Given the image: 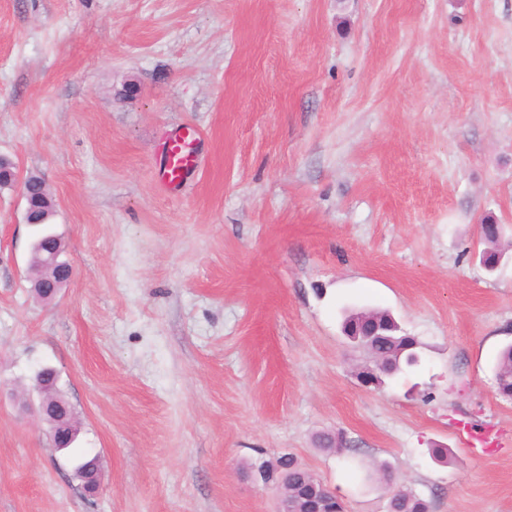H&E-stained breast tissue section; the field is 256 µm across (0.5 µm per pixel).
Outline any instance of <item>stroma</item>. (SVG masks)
Returning a JSON list of instances; mask_svg holds the SVG:
<instances>
[{"label":"stroma","instance_id":"35a3bbf8","mask_svg":"<svg viewBox=\"0 0 512 512\" xmlns=\"http://www.w3.org/2000/svg\"><path fill=\"white\" fill-rule=\"evenodd\" d=\"M0 156L45 181L74 268L35 297L0 189V512H275L258 465L288 454L345 512L393 486L512 512V249L478 261L481 225L512 237V0H0ZM344 306L389 311L421 366L363 387ZM45 366L61 451L28 406ZM197 139L196 131L185 127L172 133L165 147V161L161 170L163 185L170 191L176 190L184 175L195 166L193 142ZM494 374L499 395L512 399V344L500 350L496 357ZM39 415L48 425L54 447L60 450L66 448L67 442L77 433L70 425L69 409L63 405H42Z\"/></svg>","mask_w":512,"mask_h":512}]
</instances>
